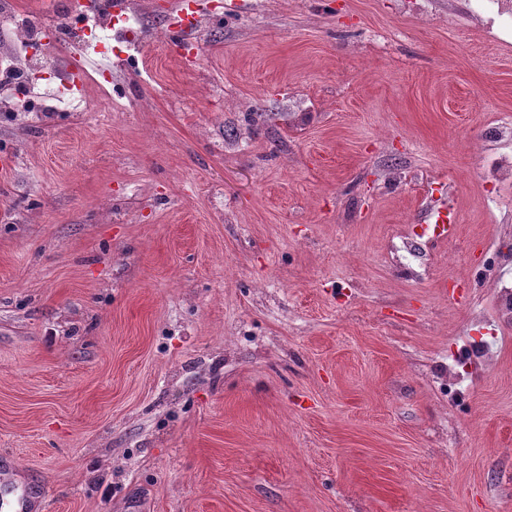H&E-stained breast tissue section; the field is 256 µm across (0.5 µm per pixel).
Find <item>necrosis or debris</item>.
<instances>
[{"label": "necrosis or debris", "instance_id": "1", "mask_svg": "<svg viewBox=\"0 0 512 512\" xmlns=\"http://www.w3.org/2000/svg\"><path fill=\"white\" fill-rule=\"evenodd\" d=\"M142 7V0H97L89 9L83 0H69L65 10L35 18L15 0H0V32L19 49L15 55L0 51V117L49 125L89 111L80 88L92 82L111 89L108 61L116 43L138 46L168 29L163 19L147 27ZM70 40L76 43L73 67H51L55 49Z\"/></svg>", "mask_w": 512, "mask_h": 512}]
</instances>
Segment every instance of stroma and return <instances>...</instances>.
<instances>
[{
	"instance_id": "stroma-1",
	"label": "stroma",
	"mask_w": 512,
	"mask_h": 512,
	"mask_svg": "<svg viewBox=\"0 0 512 512\" xmlns=\"http://www.w3.org/2000/svg\"><path fill=\"white\" fill-rule=\"evenodd\" d=\"M222 2L79 120L0 122L14 484L40 512H512V37L468 0Z\"/></svg>"
}]
</instances>
